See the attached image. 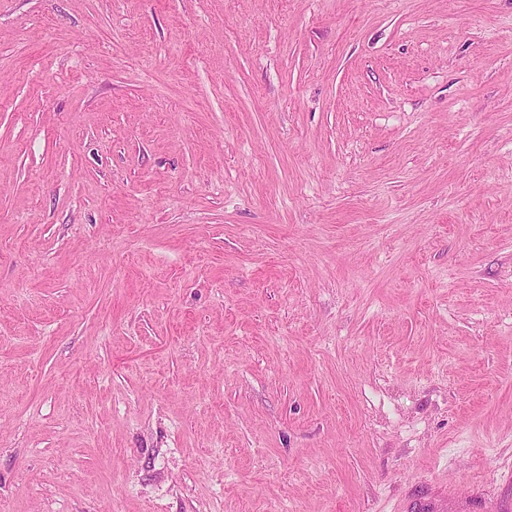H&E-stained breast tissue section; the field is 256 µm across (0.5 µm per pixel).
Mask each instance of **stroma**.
I'll return each instance as SVG.
<instances>
[{"mask_svg": "<svg viewBox=\"0 0 512 512\" xmlns=\"http://www.w3.org/2000/svg\"><path fill=\"white\" fill-rule=\"evenodd\" d=\"M512 499V0H0V512Z\"/></svg>", "mask_w": 512, "mask_h": 512, "instance_id": "35a3bbf8", "label": "stroma"}]
</instances>
